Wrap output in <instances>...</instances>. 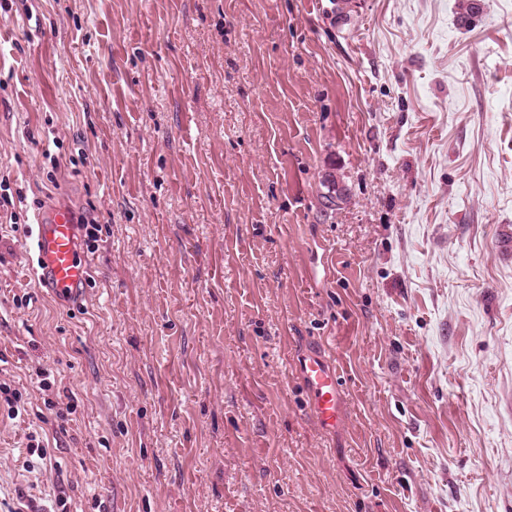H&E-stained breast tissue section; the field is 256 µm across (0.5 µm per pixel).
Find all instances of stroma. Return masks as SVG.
<instances>
[{
    "mask_svg": "<svg viewBox=\"0 0 512 512\" xmlns=\"http://www.w3.org/2000/svg\"><path fill=\"white\" fill-rule=\"evenodd\" d=\"M479 3L0 0V177L112 218L67 305L0 224V512H512V0ZM310 413L320 428L336 432L344 420V402L336 366L321 351H307L298 362Z\"/></svg>",
    "mask_w": 512,
    "mask_h": 512,
    "instance_id": "obj_1",
    "label": "stroma"
}]
</instances>
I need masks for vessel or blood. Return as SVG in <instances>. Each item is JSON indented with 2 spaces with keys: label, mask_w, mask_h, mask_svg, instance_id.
I'll return each instance as SVG.
<instances>
[{
  "label": "vessel or blood",
  "mask_w": 512,
  "mask_h": 512,
  "mask_svg": "<svg viewBox=\"0 0 512 512\" xmlns=\"http://www.w3.org/2000/svg\"><path fill=\"white\" fill-rule=\"evenodd\" d=\"M40 284L58 301L76 299L89 277V268L77 258V224L70 207L53 205L35 217ZM299 377L308 396L310 413L327 432L344 420V402L335 365L320 351L302 354Z\"/></svg>",
  "instance_id": "vessel-or-blood-1"
}]
</instances>
